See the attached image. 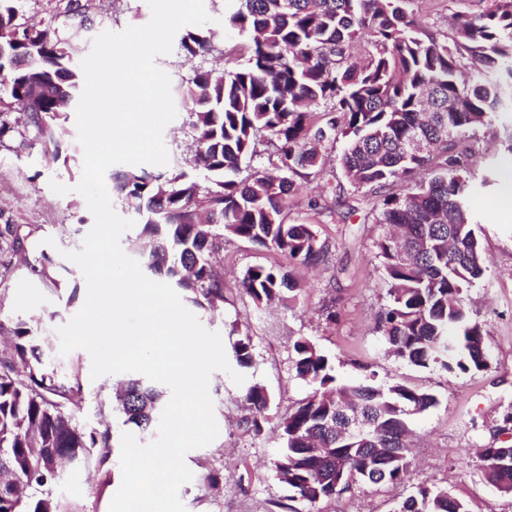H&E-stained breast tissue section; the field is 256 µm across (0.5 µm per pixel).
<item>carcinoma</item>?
Segmentation results:
<instances>
[{"label":"carcinoma","instance_id":"carcinoma-1","mask_svg":"<svg viewBox=\"0 0 512 512\" xmlns=\"http://www.w3.org/2000/svg\"><path fill=\"white\" fill-rule=\"evenodd\" d=\"M18 0H0V105L19 108L36 129L44 156L57 162L64 122L73 111L81 70L73 41L18 20ZM224 25L247 38L242 66L201 68L173 87L195 143L194 169L169 175L125 170L112 175L113 191L141 218L140 253L147 274H162L186 302L203 310L224 302L216 263L224 237L248 240L280 253L288 265L324 259L328 244L310 224L286 221L298 178L322 170L321 147L344 139L336 165L344 183L332 192L404 183L375 207L386 228L376 242L390 302L377 329L396 358L422 368L467 374L489 368L482 324L468 318L464 289L484 273L479 224L469 206L475 185L512 170V0H488L478 13L457 10L440 38L417 16L415 0H236ZM215 32L188 31L181 50L198 56ZM366 44L361 58L352 48ZM485 128L502 147L499 163L473 170L479 152L472 136ZM276 144L280 174L250 167L261 139ZM31 232L0 228V254L18 257L49 287L54 262L30 261ZM242 291L256 305H295L298 283L282 266H252ZM291 366L311 387L278 423L274 461L289 499L311 506L355 484L402 480L409 461L413 416L436 397L396 382L385 389L337 383L331 358L310 339L293 343ZM237 364L254 363L251 336L232 344ZM74 387L45 367L39 337L14 330L12 352L0 359V512H58L53 491L66 460L89 461L94 448L112 447L110 427L90 430L66 411ZM123 425L155 434L168 401L162 384L131 375L115 382ZM245 401L248 432L259 436L271 396L259 384ZM368 422L362 434H344L341 409ZM483 475L512 495V445L483 449ZM396 512H469L447 490L423 483Z\"/></svg>","mask_w":512,"mask_h":512}]
</instances>
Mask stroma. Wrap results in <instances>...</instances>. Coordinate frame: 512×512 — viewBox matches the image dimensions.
I'll return each mask as SVG.
<instances>
[{
	"label": "stroma",
	"mask_w": 512,
	"mask_h": 512,
	"mask_svg": "<svg viewBox=\"0 0 512 512\" xmlns=\"http://www.w3.org/2000/svg\"><path fill=\"white\" fill-rule=\"evenodd\" d=\"M68 2L19 0V19L55 29L59 38H75L83 57L101 32L141 26L151 17L146 0H78L88 19L82 28L77 19L67 16ZM204 5L208 27L219 37L202 57L186 58L177 46L157 57V65L171 81L189 78L199 67L222 69L244 59L238 50L243 36L224 26L225 13L234 8L232 0H204ZM19 117L18 109H11L8 119L14 130L0 138V224L8 221L30 230V257L43 251L54 257L53 273L61 288L47 287L19 260L0 267V358L10 354L7 340L16 324L36 331L56 354L59 382L81 389L78 404L71 408L76 419L90 427L108 421L119 437L125 428L109 407L113 376L92 379L91 359L84 350L58 352L56 329L79 311L87 293L81 271L64 254L81 248L94 223L84 198L74 191L83 167V153L75 148L76 120L68 118L65 124L71 152L66 160L49 165L33 131ZM164 142L169 163L150 166V173L167 174L175 167L190 170L194 144L185 111H178L165 128ZM337 152V147H326L323 173L311 175L288 201V223L313 225L331 244L325 260L298 271L301 290L294 309L274 303L254 305L240 290L247 268L282 263V256L244 239L224 242L220 262L224 302L210 312L197 310L196 315L206 329L220 333L224 346L232 345L233 334L250 335L255 363L244 369L246 382L240 386L226 372L213 373L209 392L219 435L208 446L187 453L185 461L194 478L180 488V499L187 512H395L418 485L432 483L465 500L471 512H512V495L500 493L485 480L479 455L487 445L512 444V434L498 430L503 414L512 410V213L503 205L512 195V181L503 180L470 200L483 227L487 270L464 296L471 318L488 332L490 366L467 374L421 368L392 356L375 330L376 315L389 301L374 247L382 229L373 223L371 213L381 193L364 189L350 204L323 193V183L337 169ZM53 179L71 186V193L55 194L49 186ZM313 198L318 201L314 209L308 205ZM48 238L54 239V246H45ZM331 310L337 314L333 322L326 319ZM300 336L332 358L340 383L369 380L386 387L401 381L435 395L436 405L411 422L410 466L403 483L360 484L312 506L290 500L273 461L279 450L280 416L309 392L291 368L292 344ZM254 383L263 385L272 399L265 431L258 437L243 424L249 414L243 396ZM119 456V448L114 447L105 463L93 460L69 469L55 488L60 512H109L122 481ZM212 474L219 475V484L209 482Z\"/></svg>",
	"instance_id": "obj_1"
}]
</instances>
